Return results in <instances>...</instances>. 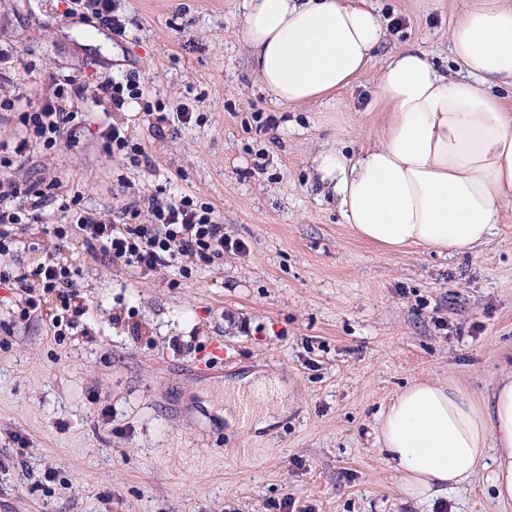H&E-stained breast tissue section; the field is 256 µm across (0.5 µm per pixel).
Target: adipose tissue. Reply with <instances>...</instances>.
I'll return each mask as SVG.
<instances>
[{"label": "adipose tissue", "instance_id": "1", "mask_svg": "<svg viewBox=\"0 0 512 512\" xmlns=\"http://www.w3.org/2000/svg\"><path fill=\"white\" fill-rule=\"evenodd\" d=\"M241 40L264 90L298 107L347 87L385 33L367 0H242ZM457 76L419 48L392 52L374 90L389 107L376 143L332 145L311 159L319 198L362 238L451 255L489 244L512 205V0H473L452 25ZM377 441L406 499H433L491 469L512 504V371L482 404L437 381L407 385L377 419Z\"/></svg>", "mask_w": 512, "mask_h": 512}]
</instances>
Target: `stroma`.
Here are the masks:
<instances>
[{"instance_id":"1","label":"stroma","mask_w":512,"mask_h":512,"mask_svg":"<svg viewBox=\"0 0 512 512\" xmlns=\"http://www.w3.org/2000/svg\"><path fill=\"white\" fill-rule=\"evenodd\" d=\"M470 0H370L386 36L375 66L304 106L274 104L240 40L241 0H117L128 35L102 42L96 21L64 0H0V160L25 135L23 113L54 80L82 88L84 136L17 173L62 182L49 221L68 206L121 216L144 194L213 206L243 252L192 278L148 275L89 254L60 253L79 271L83 313L63 336L20 316L0 286V512H439L405 501L379 450L377 417L410 382L433 379L481 402L512 362V206L492 243L466 255L391 251L360 237L310 174L324 144H371L388 109L374 102L379 65L424 50L453 66L447 32ZM135 74L148 95L122 110L101 81ZM188 107L175 137L155 135L147 108ZM125 126L152 167L108 156L98 134ZM0 255L35 265L52 248L42 225ZM224 358L212 356V345ZM255 373L288 385L260 412L264 430L232 426L227 380ZM448 512H512L490 470L450 493Z\"/></svg>"}]
</instances>
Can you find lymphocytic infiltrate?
<instances>
[{
    "mask_svg": "<svg viewBox=\"0 0 512 512\" xmlns=\"http://www.w3.org/2000/svg\"><path fill=\"white\" fill-rule=\"evenodd\" d=\"M80 95L75 82L67 79L54 85L38 110L23 113L27 135L14 145L15 157L31 160L34 153H47L62 140L78 144L82 130L74 100ZM58 186V181H51L45 191L18 176H0L1 254L11 250L23 226L42 223L50 192ZM143 212L148 221L141 224L137 218ZM124 213L128 220L119 223L81 209L70 223L54 225L53 234L61 242L81 239L91 253L122 261L144 274L174 266L181 276L188 277L197 263H209L223 258L225 252L244 249L241 241L225 236L224 226L210 204L187 196L168 202L148 194L141 202L129 204ZM0 283L26 294V304L32 311L37 310L41 295H54L60 303L59 315L50 322L54 329L61 327L79 293L77 268L54 257L31 267L1 270Z\"/></svg>",
    "mask_w": 512,
    "mask_h": 512,
    "instance_id": "1",
    "label": "lymphocytic infiltrate"
}]
</instances>
